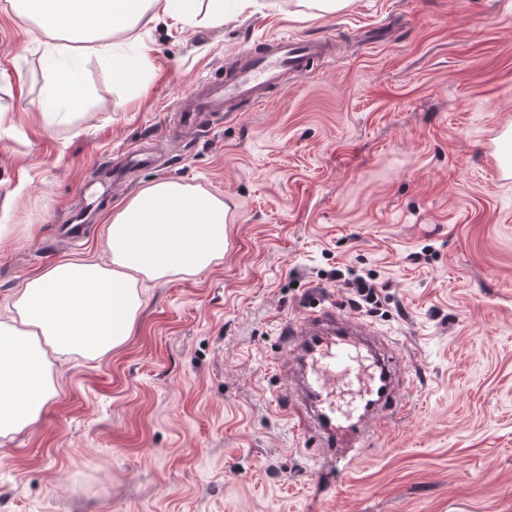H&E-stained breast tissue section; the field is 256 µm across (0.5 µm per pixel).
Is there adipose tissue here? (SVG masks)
<instances>
[{"mask_svg":"<svg viewBox=\"0 0 512 512\" xmlns=\"http://www.w3.org/2000/svg\"><path fill=\"white\" fill-rule=\"evenodd\" d=\"M200 0H11L44 33L80 44L112 65L116 83L136 74L114 38L174 15L195 19ZM224 203L176 181L143 189L105 227L107 261L47 267L14 295L0 320V439L30 432L57 397V361H100L136 323L143 281L197 275L224 253Z\"/></svg>","mask_w":512,"mask_h":512,"instance_id":"adipose-tissue-1","label":"adipose tissue"}]
</instances>
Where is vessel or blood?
I'll use <instances>...</instances> for the list:
<instances>
[{
	"instance_id": "1",
	"label": "vessel or blood",
	"mask_w": 512,
	"mask_h": 512,
	"mask_svg": "<svg viewBox=\"0 0 512 512\" xmlns=\"http://www.w3.org/2000/svg\"><path fill=\"white\" fill-rule=\"evenodd\" d=\"M328 57L326 43L271 37L260 52L241 55L223 82L206 83L177 99L179 126H200L203 113L266 102L289 76ZM300 359L293 393L309 416L308 429L329 449L346 448L382 429L399 407L395 372L373 328L335 309L307 311L291 323Z\"/></svg>"
}]
</instances>
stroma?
<instances>
[{"label": "stroma", "mask_w": 512, "mask_h": 512, "mask_svg": "<svg viewBox=\"0 0 512 512\" xmlns=\"http://www.w3.org/2000/svg\"><path fill=\"white\" fill-rule=\"evenodd\" d=\"M226 21L140 31L136 84L74 52L92 112L55 92L54 37L0 0V317L44 268L104 259L117 207L160 180L226 200L224 255L143 286L131 335L61 367L34 431L0 443V512H512V0H224ZM332 56L204 133L178 96L276 34ZM146 147L161 168L112 175ZM371 273L354 309L336 268ZM336 306L392 342L401 407L332 455L288 415L283 322Z\"/></svg>", "instance_id": "stroma-1"}]
</instances>
